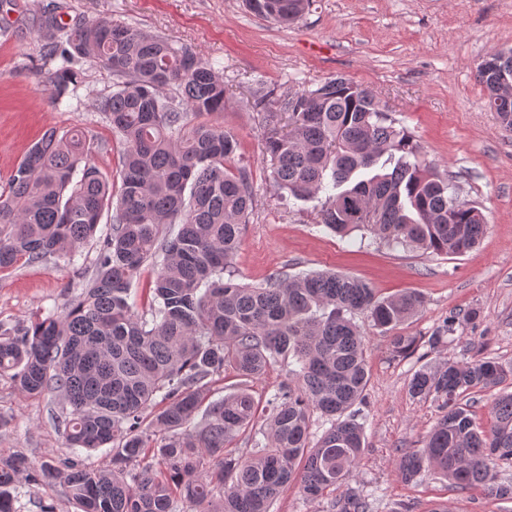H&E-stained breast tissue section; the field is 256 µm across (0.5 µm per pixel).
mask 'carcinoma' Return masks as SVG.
<instances>
[{
    "mask_svg": "<svg viewBox=\"0 0 512 512\" xmlns=\"http://www.w3.org/2000/svg\"><path fill=\"white\" fill-rule=\"evenodd\" d=\"M245 2L282 25L310 6ZM39 30L59 61L55 100L76 91L88 60L112 73V93L95 109L124 150L115 180L86 162L82 131L49 128L0 192V271L68 258L95 237L103 213L112 224L95 273L63 314L26 326L0 321V376L26 395L62 396L70 410L55 419L71 450L35 474L23 453L0 459V512H17L22 477L60 484L79 512H180L184 503L194 512H270L295 480L309 498L339 489L365 448L354 407L365 401L369 375L355 318L391 334L393 354L404 356L418 340L398 328L421 297L382 296L359 278L320 271L236 281L231 261L255 197L236 136L201 120L224 112L222 74L182 44L106 17L66 27L46 16ZM476 78L512 128V49L482 60ZM254 86L272 186L317 202L329 231L447 255L485 235L481 210L426 162L368 89L344 77L287 96L261 79ZM159 256L146 317L130 302L131 284ZM286 357L294 367L265 402V443L247 456L227 450L259 413L250 382ZM228 368L240 382L203 405L212 378ZM506 375L490 359L414 372L408 394L434 400L442 414L423 447L400 457L404 481L431 468L460 491L512 499V482L493 474L512 469V392L495 399L487 430L465 402ZM315 412L330 427L312 445ZM101 448L112 449L109 470L90 463Z\"/></svg>",
    "mask_w": 512,
    "mask_h": 512,
    "instance_id": "obj_1",
    "label": "carcinoma"
}]
</instances>
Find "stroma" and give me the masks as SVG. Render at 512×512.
Listing matches in <instances>:
<instances>
[{
    "instance_id": "obj_1",
    "label": "stroma",
    "mask_w": 512,
    "mask_h": 512,
    "mask_svg": "<svg viewBox=\"0 0 512 512\" xmlns=\"http://www.w3.org/2000/svg\"><path fill=\"white\" fill-rule=\"evenodd\" d=\"M66 25L109 17L148 35L187 45L224 76L226 105L215 124L233 132L251 169L256 207L233 258L239 281L261 283L270 273L294 275L334 270L360 278L379 294H421V311L400 331L422 340L407 357L391 354V337L358 324L364 336L370 380L361 406L365 448L352 477L334 497L306 498L290 484L272 512H331L332 498H368L370 512H429L447 503L450 512H512V500L459 492L433 471L404 482L402 453L420 448L438 411L434 402L411 398L413 373L424 364L497 361L511 375L500 390H474L467 400L480 428L492 421L498 391H512V129L500 125L475 78L490 52L512 48V0H312L295 25L282 27L246 9L243 0H0V188L13 167L48 128L82 130L90 164L117 175L123 146L94 109L112 91L109 70L85 62L74 96L51 101L46 57L38 28L41 15ZM342 75L376 94L422 147L441 175H453L461 198L481 208L488 230L481 243L459 256L389 247L352 233L319 226L313 202L290 200L270 183L263 149V115L250 108L253 82L263 77L276 94L314 88ZM102 217L98 239L72 260L19 263L0 273V320L27 325L59 315L96 267L98 240L109 234ZM453 329L446 343L425 341ZM58 393L23 395L0 377V459L26 454L33 468L65 458L69 450L53 419ZM18 512H76L59 484H21Z\"/></svg>"
}]
</instances>
